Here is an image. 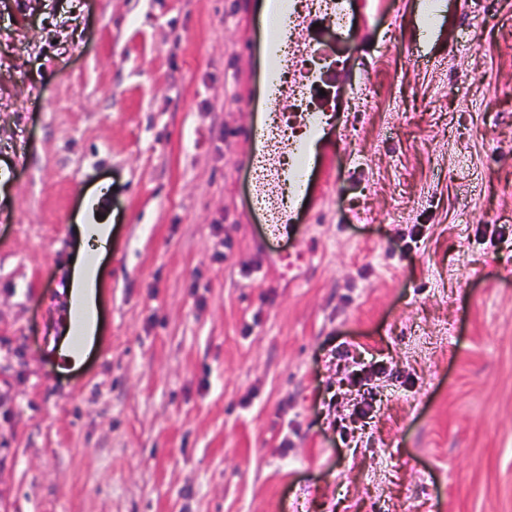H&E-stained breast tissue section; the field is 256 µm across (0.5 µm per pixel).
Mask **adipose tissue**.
<instances>
[{
	"label": "adipose tissue",
	"instance_id": "1",
	"mask_svg": "<svg viewBox=\"0 0 512 512\" xmlns=\"http://www.w3.org/2000/svg\"><path fill=\"white\" fill-rule=\"evenodd\" d=\"M84 251L71 263L68 274L67 307L78 314L80 323H67L68 339L56 350L61 369L80 364L97 333L98 288L104 276L98 257L111 243L112 227L107 222L80 225Z\"/></svg>",
	"mask_w": 512,
	"mask_h": 512
}]
</instances>
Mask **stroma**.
I'll list each match as a JSON object with an SVG mask.
<instances>
[{"label":"stroma","instance_id":"stroma-1","mask_svg":"<svg viewBox=\"0 0 512 512\" xmlns=\"http://www.w3.org/2000/svg\"><path fill=\"white\" fill-rule=\"evenodd\" d=\"M257 7L0 0V512H512V0H350L349 150L291 238L230 172ZM79 232L83 240V249L70 264L68 274L67 341L62 342L56 350L59 369L62 371L80 364L88 345L97 333L98 288L104 271L100 266V257L87 258V252L92 249L97 256L105 253L111 243L112 227L105 219L98 223L80 224ZM73 313L81 317V322L77 325L71 319ZM71 336H81V339L74 343Z\"/></svg>","mask_w":512,"mask_h":512}]
</instances>
